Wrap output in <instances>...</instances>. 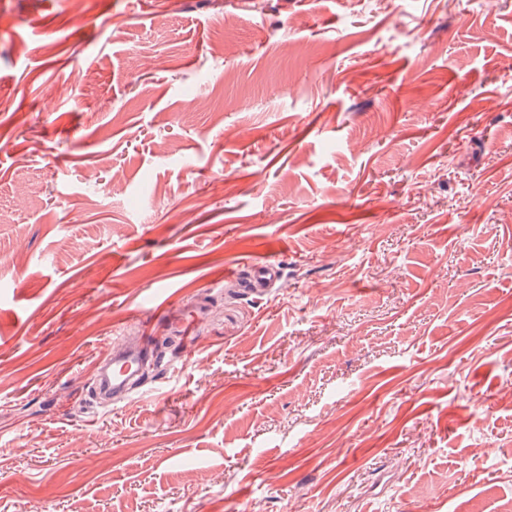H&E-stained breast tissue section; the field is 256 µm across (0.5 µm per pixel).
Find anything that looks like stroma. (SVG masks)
Masks as SVG:
<instances>
[{
    "instance_id": "stroma-1",
    "label": "stroma",
    "mask_w": 512,
    "mask_h": 512,
    "mask_svg": "<svg viewBox=\"0 0 512 512\" xmlns=\"http://www.w3.org/2000/svg\"><path fill=\"white\" fill-rule=\"evenodd\" d=\"M0 97V512L512 500V0H0ZM140 359L141 355L136 353H102L96 366L99 391L104 395H115L132 387Z\"/></svg>"
}]
</instances>
